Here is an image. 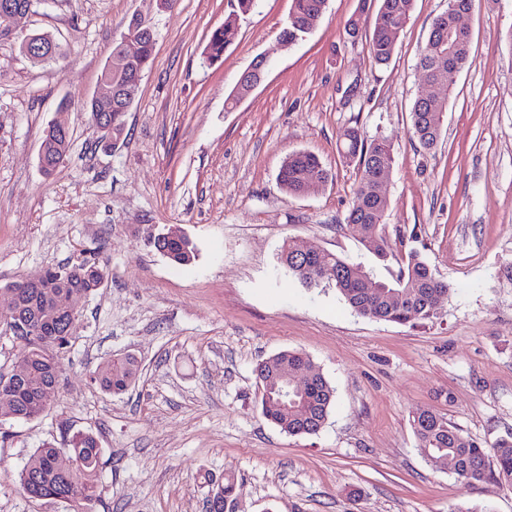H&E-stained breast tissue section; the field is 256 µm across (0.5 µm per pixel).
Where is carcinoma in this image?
Segmentation results:
<instances>
[{"label":"carcinoma","instance_id":"obj_1","mask_svg":"<svg viewBox=\"0 0 512 512\" xmlns=\"http://www.w3.org/2000/svg\"><path fill=\"white\" fill-rule=\"evenodd\" d=\"M15 12L10 24L14 30L23 28L33 0H11ZM237 10L224 18L204 48L207 60L215 61L224 54L236 29L239 16L247 14L255 0H236ZM379 8L371 25L369 48L374 59L387 63L394 52L399 33L410 20L415 0H378ZM327 0H292L291 11L281 37L293 39L309 33L324 14ZM472 36L470 30L457 26L453 12L436 16L425 45L419 52L418 67L424 78L432 80L450 68L459 70L468 60ZM141 51L130 60L120 59L109 77L112 86L121 87L136 75H143L152 58L154 44L140 40ZM90 126L97 144L114 147L125 130L126 112L117 101L91 98L86 103ZM447 97L431 100L419 96L410 112V133L422 148H435L444 129ZM343 156L356 163L360 180L353 197L346 224L357 232L365 248L385 258L392 252L387 232L388 199L376 177V167H384L388 178L393 163L391 144L383 137L366 139L359 128L347 127L340 133ZM72 145V133L62 134L47 126L39 148L42 173L53 175L63 156ZM330 178L329 170L313 153L305 150L288 155L278 174L280 187L289 195L310 193L311 181L323 183ZM153 247L174 264L190 263L195 247L185 236L167 238L154 236ZM300 241L290 237L283 242L279 261L288 273L308 287L321 284L333 286L342 300L357 315L371 320L408 323L431 320L433 301L444 299L448 285L438 279L414 248L401 255L397 273L382 279L361 262L334 253H322L334 275H322L307 263L299 248ZM105 265L99 259L87 258L64 266L50 265L39 274L36 287L25 288V279L10 283L6 289L20 288L19 319L30 324L32 332L12 335L19 341L20 352L28 369L24 376L13 379L0 374V419L33 420L49 409L46 389L60 381L62 360L71 345L67 335L69 318L64 300L78 296L83 299L95 294L106 280ZM138 360L126 355L96 369L93 380L109 394L127 391L139 377ZM308 375L303 390L296 391L289 382L294 377ZM255 377L260 389L261 416L290 436H311L324 426L331 408L334 389L319 366L304 353L283 350L259 363ZM411 427L420 453L432 464L448 463V472L457 479L474 484L487 479L512 483V434L487 447L472 438L448 418L432 409H422L412 415ZM67 453L74 467L60 469L55 459L60 449L45 443L30 456L18 474L19 490L29 498L64 499L85 512L98 497L102 468V448L91 432H76L69 439ZM215 496H224L227 512H236L240 483L232 473L218 479H208Z\"/></svg>","mask_w":512,"mask_h":512}]
</instances>
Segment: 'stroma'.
Returning a JSON list of instances; mask_svg holds the SVG:
<instances>
[{
	"label": "stroma",
	"instance_id": "obj_1",
	"mask_svg": "<svg viewBox=\"0 0 512 512\" xmlns=\"http://www.w3.org/2000/svg\"><path fill=\"white\" fill-rule=\"evenodd\" d=\"M363 0H328L304 39L280 32L291 0H256L216 62L202 51L234 0H34L25 31L47 32L64 60L33 65L19 37L0 40V288L97 254L108 277L80 304L47 413L0 421V512H74L34 500L18 473L77 431L103 448L89 512H206L203 474L231 472L239 512H512V485L467 484L420 453L413 412L431 408L492 445L512 433V0H479L462 22L470 57L423 83L419 51L448 0H416L388 64L367 31L349 36ZM139 17L152 61L118 145L94 144L84 104L101 90L115 41ZM263 81L226 99L256 58ZM448 95L444 131L426 150L409 132L417 94ZM67 123L72 146L52 177L38 152ZM389 140L387 224L413 233L449 286L437 318L398 324L354 314L335 289L286 274V238L386 275L344 222L359 174L338 134ZM314 153L332 178L291 196L288 154ZM179 230L196 247L178 266L148 232ZM283 350L307 354L334 389L321 431L292 437L262 418L254 369ZM133 354L143 374L109 394L91 376Z\"/></svg>",
	"mask_w": 512,
	"mask_h": 512
}]
</instances>
